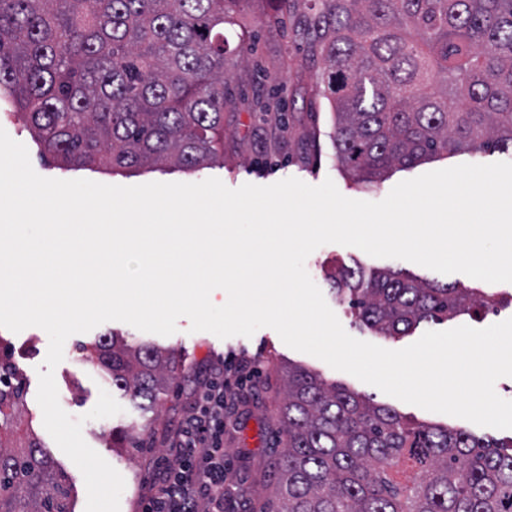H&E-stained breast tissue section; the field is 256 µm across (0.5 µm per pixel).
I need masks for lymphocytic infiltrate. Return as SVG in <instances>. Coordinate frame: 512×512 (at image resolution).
Instances as JSON below:
<instances>
[{"label":"lymphocytic infiltrate","instance_id":"f902f5d3","mask_svg":"<svg viewBox=\"0 0 512 512\" xmlns=\"http://www.w3.org/2000/svg\"><path fill=\"white\" fill-rule=\"evenodd\" d=\"M257 373L248 362L215 370L195 386L188 414L173 429L170 449L156 462L141 512H224V429L236 409V389Z\"/></svg>","mask_w":512,"mask_h":512}]
</instances>
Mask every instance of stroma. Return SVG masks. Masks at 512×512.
Masks as SVG:
<instances>
[{
  "label": "stroma",
  "instance_id": "obj_1",
  "mask_svg": "<svg viewBox=\"0 0 512 512\" xmlns=\"http://www.w3.org/2000/svg\"><path fill=\"white\" fill-rule=\"evenodd\" d=\"M245 11L248 60L230 71L224 106L223 164L195 171L163 165L114 173L79 166L60 168L43 160L41 146L31 134L27 117L12 99L3 97H0V128L26 146L31 165L40 176L62 180L88 179L122 186L149 182L197 183L217 178L235 189L246 183L266 186L290 177L317 186L329 178L346 198L378 202L401 181L470 162L471 157L467 154L444 155L409 169L390 171L384 181L369 192L354 184L336 166L329 137L332 126L329 105L320 89L309 80L316 69L315 64L293 37L266 25L265 18L272 12L270 0H252ZM259 98L277 103V110L251 111V103ZM337 264L392 267L419 278L436 277L443 283L461 282L489 293L502 290L512 293V283L494 285L461 273L439 276L431 269L406 260L375 258L364 251L330 243L317 248L305 262L309 276L324 298H331L332 293L323 272ZM335 314L350 336L398 350L416 342L427 331H443L461 325L485 328L512 318V305L495 313L476 308L454 320L424 322L410 335L395 337L379 336L360 326L347 309H336ZM189 326L188 318H180L177 332L160 336L120 321H109L89 332L72 335L64 359L54 371L61 407L71 416L84 417V440L125 481L120 496V512H139L154 461L166 451L173 423L190 409L196 375L216 366L232 367L240 360L251 362L260 371L255 392H241L238 410L224 431V453L229 462L227 482L245 512H271L272 509L269 499L272 462L276 452L284 448L277 408L283 397L286 371L292 364L319 373L327 382L369 397L375 404L396 411L409 422L461 427L476 436L501 442L512 439L511 431L482 427L462 418L404 403L348 373L331 368L312 355L291 349L271 328H261L249 338L232 336L222 339L206 331L190 332ZM113 332L174 349L181 356V373L169 388L159 394L154 409H143L123 391L113 388L96 360L82 352L83 344ZM48 347L49 337L41 328L29 327L16 334L0 327V358L8 359L17 367L26 399L22 428L5 434L0 442L7 446L19 444L25 439L27 429H34L58 466L69 476L74 512H86L87 491L83 476L46 431L43 413L36 399L38 369L44 363ZM103 389L111 392L122 406V413L86 420V413L95 406ZM131 427L144 430V453L112 447L110 433Z\"/></svg>",
  "mask_w": 512,
  "mask_h": 512
}]
</instances>
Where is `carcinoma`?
Returning <instances> with one entry per match:
<instances>
[{
	"label": "carcinoma",
	"mask_w": 512,
	"mask_h": 512,
	"mask_svg": "<svg viewBox=\"0 0 512 512\" xmlns=\"http://www.w3.org/2000/svg\"><path fill=\"white\" fill-rule=\"evenodd\" d=\"M248 0H0V90L60 165L113 172L224 160L226 74L243 52L224 29ZM300 18L332 114L344 174L372 188L442 154L512 151V0H277ZM335 298L360 325L406 336L494 295L399 271L340 267ZM142 407L178 370L175 352L114 333L90 348ZM0 359V434L24 406ZM277 512H512V452L465 429L415 425L363 396L288 370ZM135 429L112 434L136 448ZM409 483L391 475L403 461ZM0 512H73L72 488L35 432L0 444Z\"/></svg>",
	"instance_id": "obj_1"
}]
</instances>
